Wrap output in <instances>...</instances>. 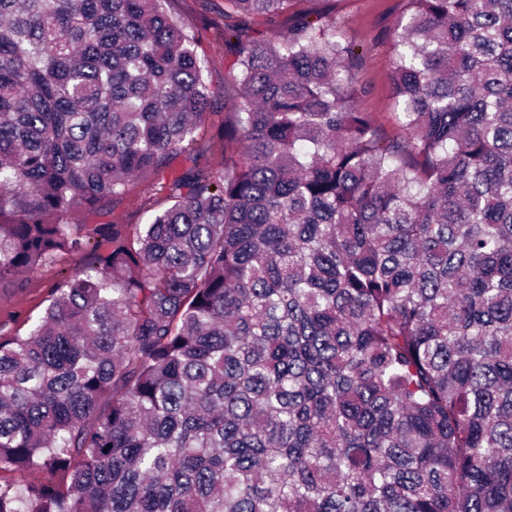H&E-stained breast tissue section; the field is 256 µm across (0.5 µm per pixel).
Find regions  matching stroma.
I'll list each match as a JSON object with an SVG mask.
<instances>
[{
  "label": "stroma",
  "instance_id": "35a3bbf8",
  "mask_svg": "<svg viewBox=\"0 0 512 512\" xmlns=\"http://www.w3.org/2000/svg\"><path fill=\"white\" fill-rule=\"evenodd\" d=\"M224 0H172L171 9L181 20L199 32L205 56V78L213 92L210 118L196 133V147L201 159L217 162L224 153V140L218 127L230 111V100L224 92L231 59L224 53L221 29ZM407 0H294L280 29H287L291 19L310 20L328 15L344 41L354 49L352 71L363 91L359 107L372 113L385 134L395 129V99L391 70L395 32L405 19ZM183 156H173L163 172L149 174L133 181L125 197L108 209L107 216L92 212L77 213L81 224L107 220L118 224L145 223L151 207L162 203L163 194L152 191L154 183L183 171ZM86 261L82 255H64L50 266L20 275L12 285L0 287V329L27 330L48 305L63 276L72 274Z\"/></svg>",
  "mask_w": 512,
  "mask_h": 512
}]
</instances>
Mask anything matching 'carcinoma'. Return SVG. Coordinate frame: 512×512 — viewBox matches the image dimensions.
Returning a JSON list of instances; mask_svg holds the SVG:
<instances>
[{"label":"carcinoma","mask_w":512,"mask_h":512,"mask_svg":"<svg viewBox=\"0 0 512 512\" xmlns=\"http://www.w3.org/2000/svg\"><path fill=\"white\" fill-rule=\"evenodd\" d=\"M292 2L224 0L213 168L171 0H0V285L87 256L0 332V512H512V0H408L385 144ZM188 166L182 155H174L163 172L149 174L135 180L129 186L125 197L108 209V214L97 215L88 211L77 213L75 220L79 224H97L98 222H115L117 224H144L151 213L149 209L163 203L164 195L158 191H151L149 186L156 182L171 178ZM158 192V193H157Z\"/></svg>","instance_id":"obj_1"}]
</instances>
